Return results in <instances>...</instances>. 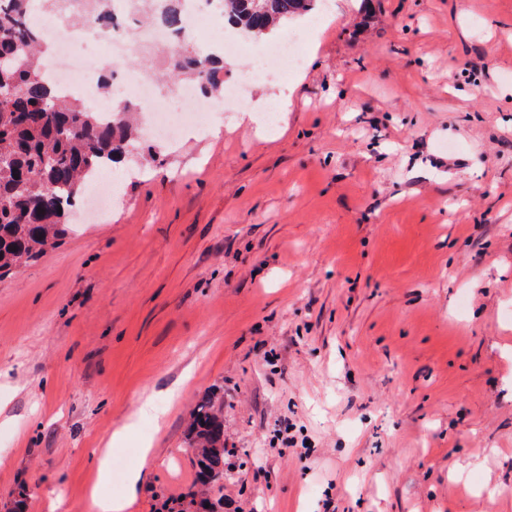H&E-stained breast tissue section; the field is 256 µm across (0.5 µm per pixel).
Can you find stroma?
<instances>
[{
	"label": "stroma",
	"instance_id": "35a3bbf8",
	"mask_svg": "<svg viewBox=\"0 0 512 512\" xmlns=\"http://www.w3.org/2000/svg\"><path fill=\"white\" fill-rule=\"evenodd\" d=\"M278 34L296 73L122 162L102 221L0 279V512H95L93 450L150 391L100 488L151 442L133 512H512V0H331ZM191 446L197 458V479L202 485L224 477V414L205 398L193 414Z\"/></svg>",
	"mask_w": 512,
	"mask_h": 512
}]
</instances>
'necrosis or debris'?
<instances>
[{"instance_id":"necrosis-or-debris-1","label":"necrosis or debris","mask_w":512,"mask_h":512,"mask_svg":"<svg viewBox=\"0 0 512 512\" xmlns=\"http://www.w3.org/2000/svg\"><path fill=\"white\" fill-rule=\"evenodd\" d=\"M218 0H184V21L188 34L211 33L223 49L237 47V40L220 25L223 16ZM93 0H55L53 6L37 4L29 10V18L38 27L45 43L52 48L45 68L64 96L83 98L92 102L101 112L111 110L110 100L98 97L97 88L102 80L96 64L97 55L112 59L111 93L123 99L144 117L146 130L157 141L177 137L186 125L206 128L212 106L209 98L202 96L195 83L175 80L169 92L183 103L180 112H167L159 96L151 71L125 73L121 64L135 50L149 51L169 42V34L160 28L136 24L139 0H112V9L123 20L122 27L114 33L93 25L91 16ZM94 37L97 53L76 55L78 43ZM256 65L240 73L236 83L225 86L224 99H239L241 86L286 78L301 61L303 53L296 41L286 39L262 46Z\"/></svg>"}]
</instances>
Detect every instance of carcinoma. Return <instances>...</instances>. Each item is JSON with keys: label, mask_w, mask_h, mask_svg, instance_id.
I'll return each instance as SVG.
<instances>
[{"label": "carcinoma", "mask_w": 512, "mask_h": 512, "mask_svg": "<svg viewBox=\"0 0 512 512\" xmlns=\"http://www.w3.org/2000/svg\"><path fill=\"white\" fill-rule=\"evenodd\" d=\"M224 19L248 36H274L277 28L311 16L321 0H221ZM26 0H0V274L56 248L67 215L83 199L97 173L126 157L138 136L129 108L115 107L110 119L79 100L64 97L45 70L49 47L27 21ZM153 17L173 37L168 62L174 78L188 77L208 97L224 92L222 55L190 49L181 0H154ZM112 32L120 20L107 6L94 17ZM191 446L197 479L214 484L224 476V414L206 398L193 414Z\"/></svg>", "instance_id": "1"}]
</instances>
